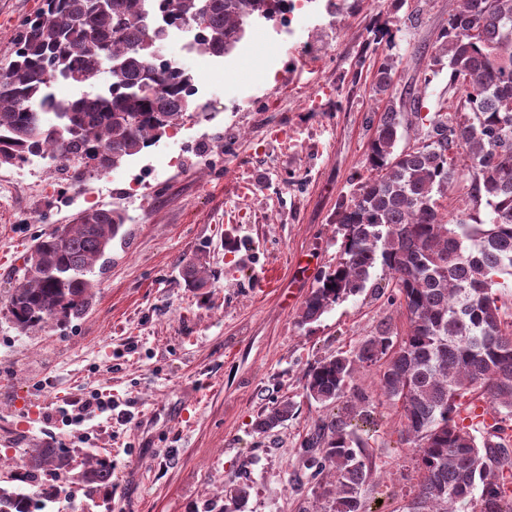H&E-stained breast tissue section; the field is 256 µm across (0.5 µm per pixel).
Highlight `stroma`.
I'll return each instance as SVG.
<instances>
[{
	"label": "stroma",
	"instance_id": "stroma-1",
	"mask_svg": "<svg viewBox=\"0 0 512 512\" xmlns=\"http://www.w3.org/2000/svg\"><path fill=\"white\" fill-rule=\"evenodd\" d=\"M286 40L275 25L247 27L239 46L217 59L185 50L180 32L161 44L194 77L197 99L224 106L219 119L198 114L167 131L104 176L74 182L57 165L37 175L43 189L0 202V302L23 274L35 238L87 207L117 208L128 220L110 261L93 276L80 318L23 334L0 315V458L27 461L48 445L73 462L112 461V491L87 495L62 487L79 512H221L233 483L251 486L246 512H315L298 490L299 450L327 408L303 393L315 361L349 350L381 323L407 329L399 307L377 293L388 282L375 268L367 288L332 306L314 324L298 323L317 271L335 265L336 208L362 166L372 120L374 66L398 58L394 95L430 77L429 108L448 96V73L428 75V52L448 22V0H429L395 47L355 61L373 24L406 17L386 0H319ZM43 0H0V64L21 22ZM321 26L329 56L317 72L304 63L309 30ZM333 85L330 103L299 106L296 89ZM235 239L236 250L224 245ZM205 254L207 287L186 285L185 259ZM352 388L374 404L362 427L376 463L362 489L366 512H400L419 481L415 455L401 447L400 413L379 394L376 368ZM102 393L130 423L105 417L80 425L48 420L59 406ZM292 398L293 419L271 433L258 414Z\"/></svg>",
	"mask_w": 512,
	"mask_h": 512
}]
</instances>
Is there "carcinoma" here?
Wrapping results in <instances>:
<instances>
[{
	"mask_svg": "<svg viewBox=\"0 0 512 512\" xmlns=\"http://www.w3.org/2000/svg\"><path fill=\"white\" fill-rule=\"evenodd\" d=\"M270 0H46L25 19L13 58L0 67V167L19 166L46 144L75 170L104 175L154 145L170 128L203 109L192 75L179 63L155 65L153 44L168 23L196 32L199 52L222 58L241 43L253 17L271 18ZM397 59L385 56L370 94L384 104L367 143L351 197L334 218L339 259L320 273L299 322L311 324L342 299L361 293L373 270L391 280L389 299L409 319L405 335L387 325L351 350L311 365L303 390L334 409L300 452L309 481L334 484L318 512H365L361 488L375 468L359 422L370 398L347 394L354 372L377 368L382 396L400 409V442L416 455L420 480L403 512H512V323L498 278L512 276V0H459L429 55V70L448 69L455 104L422 115L430 78L393 97ZM109 68L101 93L59 100L52 85L85 84ZM420 127L414 146L398 147L403 131ZM455 192L467 207L448 212ZM486 209L488 220L479 217ZM126 222L116 209L86 208L36 238L5 316L27 333L67 322L90 306L95 266L107 260ZM190 288L208 281L204 257L185 261ZM481 390L492 422L473 413L467 397ZM296 414L284 399L256 419L267 433ZM485 430L483 440L474 431ZM68 466L51 445L0 484V512H34L60 498V486L33 470ZM78 483L94 493L112 488V462L84 463ZM250 485L237 484L222 512H246Z\"/></svg>",
	"mask_w": 512,
	"mask_h": 512,
	"instance_id": "obj_1",
	"label": "carcinoma"
}]
</instances>
